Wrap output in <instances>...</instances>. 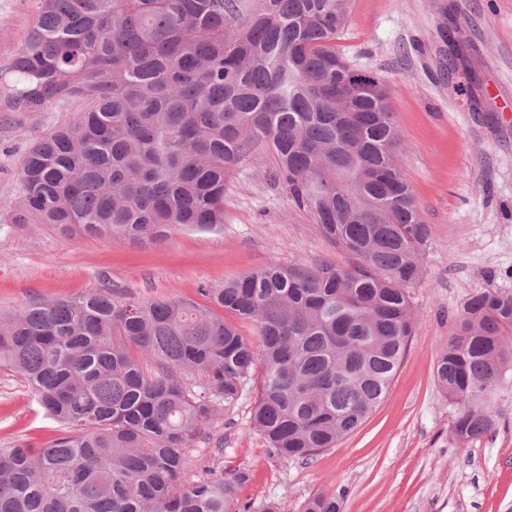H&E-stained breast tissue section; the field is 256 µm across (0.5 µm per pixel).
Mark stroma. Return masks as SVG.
Returning <instances> with one entry per match:
<instances>
[{"label": "stroma", "instance_id": "obj_1", "mask_svg": "<svg viewBox=\"0 0 512 512\" xmlns=\"http://www.w3.org/2000/svg\"><path fill=\"white\" fill-rule=\"evenodd\" d=\"M39 6L0 0V74ZM336 49L387 85L404 139L401 173L430 228L425 274L409 291L414 333L384 402L338 446L306 465L273 455L253 428L248 393L213 420L211 442L186 449L183 481L244 471L240 500L275 499L282 512H303L319 492L336 494L341 512H512V393L494 408L496 429L463 447L451 434L458 407L434 378L469 297L512 294V0H350ZM6 98L0 85V311L103 288L203 306L204 284L271 264L353 261L293 205L265 151L230 170L224 224L214 230L107 242L17 223L25 153L77 109L10 112ZM62 433L23 379L0 368V444L43 448ZM217 442L223 454H214Z\"/></svg>", "mask_w": 512, "mask_h": 512}]
</instances>
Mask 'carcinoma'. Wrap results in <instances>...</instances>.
<instances>
[{
  "mask_svg": "<svg viewBox=\"0 0 512 512\" xmlns=\"http://www.w3.org/2000/svg\"><path fill=\"white\" fill-rule=\"evenodd\" d=\"M348 0H41L9 66L13 112L79 105L20 169V223L160 240L224 223V177L257 149L316 230L357 262L270 265L199 288L210 309L102 290L0 313V365L64 435L0 448V512H279L239 502L245 472L187 487L184 449L261 367L253 428L309 461L383 401L414 329L429 239L388 94L336 51ZM512 295L471 296L435 379L458 444L489 433L512 381ZM155 369L148 372L143 362ZM304 512H340L319 493Z\"/></svg>",
  "mask_w": 512,
  "mask_h": 512,
  "instance_id": "1",
  "label": "carcinoma"
}]
</instances>
